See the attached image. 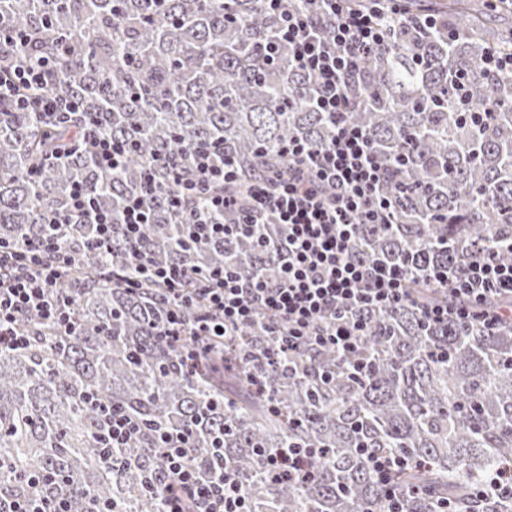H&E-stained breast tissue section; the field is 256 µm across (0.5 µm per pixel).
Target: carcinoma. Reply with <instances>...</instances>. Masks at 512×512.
Listing matches in <instances>:
<instances>
[{"mask_svg": "<svg viewBox=\"0 0 512 512\" xmlns=\"http://www.w3.org/2000/svg\"><path fill=\"white\" fill-rule=\"evenodd\" d=\"M429 14L426 31L412 19ZM276 27L261 0H0V62L41 56L58 75L53 90L74 94L102 130L130 145L118 170L88 154L62 157L32 178L27 170L58 137L39 112L0 104V245L55 236L73 258L59 284L68 329L29 315L25 348L0 349V496L71 497L115 512H161L145 473L160 464L157 436L188 437L190 463L207 471L224 449L249 479L251 512H384L370 453L414 461L398 484L405 512H512V329L479 322L427 325L412 306L372 312L354 359L331 348L270 364L276 321L261 310L237 340L210 341L192 369L158 331L174 306L133 273L130 245L112 233L93 246L94 225L72 219L70 192L119 228L123 201L158 157L185 159L213 141L238 163L237 194L288 170V143L328 145L336 116L317 111L311 81L295 74L288 50L268 54ZM388 46L371 56L345 118L361 127L393 166L381 196L391 223L366 224L359 252L406 267L422 300L433 268L461 269L472 246L496 237L512 246V78L481 75L489 51L512 54V10L496 0H409L389 21ZM139 245L151 262L198 278L214 269L271 282L281 277L285 226L261 217L256 234L211 242L187 235L183 215L162 195L149 201ZM247 205L211 215L234 224ZM193 323L201 302L180 306ZM119 407L141 428L133 448L106 447L100 408ZM277 448L316 452L306 483L260 477Z\"/></svg>", "mask_w": 512, "mask_h": 512, "instance_id": "obj_1", "label": "carcinoma"}]
</instances>
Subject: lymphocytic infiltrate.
<instances>
[{"label": "lymphocytic infiltrate", "instance_id": "lymphocytic-infiltrate-1", "mask_svg": "<svg viewBox=\"0 0 512 512\" xmlns=\"http://www.w3.org/2000/svg\"><path fill=\"white\" fill-rule=\"evenodd\" d=\"M347 2L311 0V8L292 9L286 0H264L277 17L273 38L287 45L292 70L311 78L318 110L338 116L329 146L314 149L299 141L290 143L287 173L250 184L249 213L239 224H213L206 217L210 210L237 208L233 164L198 147L190 152L187 166L178 170L170 207L180 208L191 198L207 205L206 212L185 216L191 237L244 235L253 232L254 220L265 213L274 214L288 228L287 258L279 281L212 271L200 293L214 319L190 326L174 315L161 329L164 339L179 345L186 367H194L199 358L191 337L217 334L232 340L234 330L252 324L261 310L281 325L274 351L278 357L323 347L342 355L353 353L368 330V313L397 306H418L430 325L476 320L492 330L512 327V260H503L498 239L478 246L464 270L433 269L429 284L438 298L424 303L408 288L405 267L360 256L362 225L387 221L391 203L379 193L390 169L363 131L343 114L353 76L375 49L385 45L387 33L377 9L354 10ZM51 79L52 70L45 63L0 65V103L45 113L56 126L73 129V137L54 144L51 157L87 152L102 168L118 167L128 157L127 142L105 135L84 115L79 100L52 91ZM157 190L154 170L146 168L140 188L124 202L122 226L128 240H140L148 220L144 199ZM70 262L53 237L0 248V345L28 343V335L18 329L23 315L69 322L55 288ZM161 443L163 465L146 480L153 489L173 486V493L163 498L164 512H250L244 480L223 467L206 473L191 467L185 439L165 437ZM368 464L388 503L387 512H403L396 474L408 467V460L372 454Z\"/></svg>", "mask_w": 512, "mask_h": 512}]
</instances>
